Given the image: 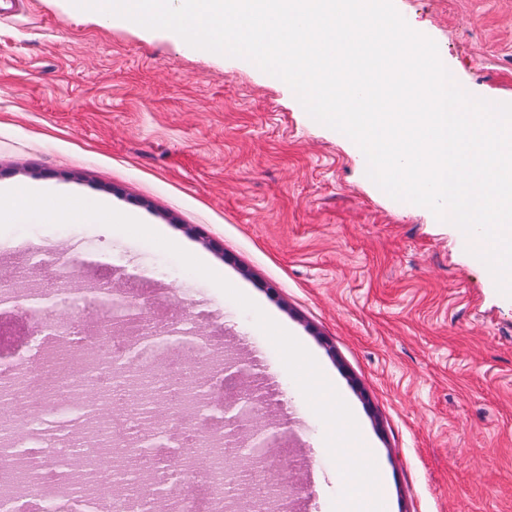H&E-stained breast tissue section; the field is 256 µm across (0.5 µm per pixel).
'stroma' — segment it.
Instances as JSON below:
<instances>
[{
    "mask_svg": "<svg viewBox=\"0 0 512 512\" xmlns=\"http://www.w3.org/2000/svg\"><path fill=\"white\" fill-rule=\"evenodd\" d=\"M394 4L470 96L512 103V0ZM26 5L0 20V185L108 200L251 298L341 388L385 512H512V296L470 239L388 196L354 141L249 60L71 0ZM33 255L62 257L77 287L112 282L154 326L195 321L212 362L245 360L305 487L291 512H332L326 427L251 313L96 222L0 232V271Z\"/></svg>",
    "mask_w": 512,
    "mask_h": 512,
    "instance_id": "1",
    "label": "stroma"
}]
</instances>
